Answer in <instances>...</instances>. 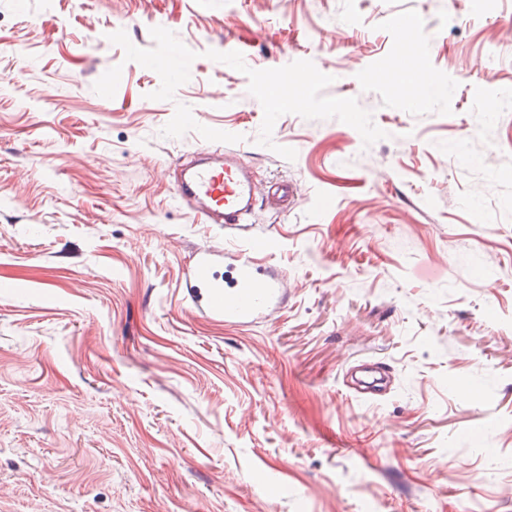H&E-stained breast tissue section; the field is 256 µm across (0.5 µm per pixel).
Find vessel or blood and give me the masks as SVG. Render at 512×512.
<instances>
[{
	"label": "vessel or blood",
	"mask_w": 512,
	"mask_h": 512,
	"mask_svg": "<svg viewBox=\"0 0 512 512\" xmlns=\"http://www.w3.org/2000/svg\"><path fill=\"white\" fill-rule=\"evenodd\" d=\"M203 159L185 167L178 178L176 198L189 205L205 223L237 225L245 223L257 196V187L239 162L236 150L212 155L202 148ZM271 242L262 241L246 249L225 252H197L187 271L188 288L199 293L198 307L212 318L249 326L277 306L284 294V282L272 269L261 268V254ZM225 264L232 273L230 284L220 281L216 268Z\"/></svg>",
	"instance_id": "b4317fda"
}]
</instances>
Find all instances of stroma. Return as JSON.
<instances>
[{
	"instance_id": "stroma-1",
	"label": "stroma",
	"mask_w": 512,
	"mask_h": 512,
	"mask_svg": "<svg viewBox=\"0 0 512 512\" xmlns=\"http://www.w3.org/2000/svg\"><path fill=\"white\" fill-rule=\"evenodd\" d=\"M510 92L512 0H0V512H512ZM216 128L241 226L175 199ZM258 238L281 305L200 315Z\"/></svg>"
}]
</instances>
